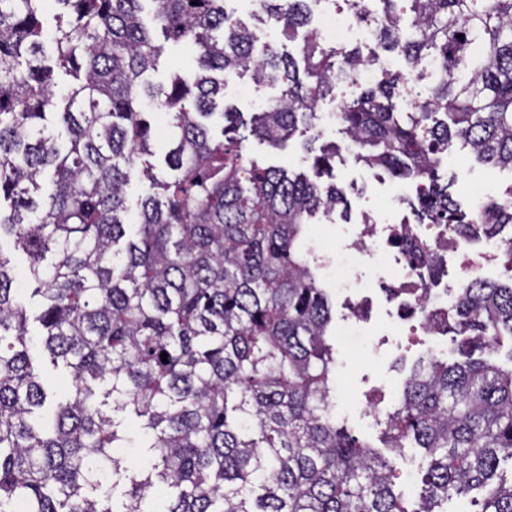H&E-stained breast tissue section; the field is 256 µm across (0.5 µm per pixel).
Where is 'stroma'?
<instances>
[{"mask_svg": "<svg viewBox=\"0 0 512 512\" xmlns=\"http://www.w3.org/2000/svg\"><path fill=\"white\" fill-rule=\"evenodd\" d=\"M448 173L455 179L450 191L462 205L474 206L499 196L512 185V173L475 161L465 150L448 158ZM336 183L344 191L349 206L348 218H335L333 223L312 219L303 240L305 250L321 257L317 271L321 288L334 304L331 342L336 352V407L338 422L360 440L381 447V430L376 414L395 410L401 401L405 372L401 362H413L430 354L455 359L450 337L441 335L408 336V322L397 316L396 303L387 301L382 292L373 295V307L363 332L349 329V306L358 291H345L336 286V261L345 254V232L359 224L362 214L379 221L408 215L406 201L415 197L414 184L392 179L380 169L357 164L351 157L338 161ZM0 254L10 258L22 285L28 317V332L34 339L41 333L37 320L38 298L32 297V284L27 278L29 258L17 246L14 237H0Z\"/></svg>", "mask_w": 512, "mask_h": 512, "instance_id": "1", "label": "stroma"}]
</instances>
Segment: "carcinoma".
<instances>
[{
	"label": "carcinoma",
	"mask_w": 512,
	"mask_h": 512,
	"mask_svg": "<svg viewBox=\"0 0 512 512\" xmlns=\"http://www.w3.org/2000/svg\"><path fill=\"white\" fill-rule=\"evenodd\" d=\"M228 2L0 0V236L28 254L44 350L71 378L46 409L0 254V512L19 500L28 512H155L158 485L162 512H445L473 489L482 512H512V482L494 481L512 461V367L474 357L512 336V249L506 281L467 283L434 320L460 337V358H419L384 420L391 452L425 450L412 511L392 462L336 424L332 306L302 249L311 218L342 203L323 178L344 145L417 182L419 224L458 235L479 224L490 238L512 224V186L469 219L439 184L458 149L512 172V0H344L406 63L365 88L357 73L376 57L326 45L311 26L319 0H258V19L299 43L297 58L256 46ZM154 26L195 52L165 84L149 79L163 53ZM59 74L76 83L58 97ZM243 74L281 85L247 122L224 103L225 78ZM340 84L360 88L341 100L344 145L307 143L311 176L245 156L250 136L283 148L314 128ZM149 105L169 118L165 178L149 163ZM138 170L149 188L130 237ZM399 243L438 274L439 253ZM109 401L140 422L149 464L138 474L116 453ZM121 481L126 502L111 508L107 487Z\"/></svg>",
	"instance_id": "carcinoma-1"
}]
</instances>
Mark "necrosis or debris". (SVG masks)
Wrapping results in <instances>:
<instances>
[{
    "label": "necrosis or debris",
    "mask_w": 512,
    "mask_h": 512,
    "mask_svg": "<svg viewBox=\"0 0 512 512\" xmlns=\"http://www.w3.org/2000/svg\"><path fill=\"white\" fill-rule=\"evenodd\" d=\"M427 243L434 250H449L455 258L456 282L429 278L426 269L397 245L400 236ZM357 262L353 282L357 288L374 287L383 276H391L409 289L427 310L447 309L458 292L457 283L482 275L501 251L512 248V233L477 244L454 242L444 224H367L351 232L347 245Z\"/></svg>",
    "instance_id": "obj_1"
}]
</instances>
